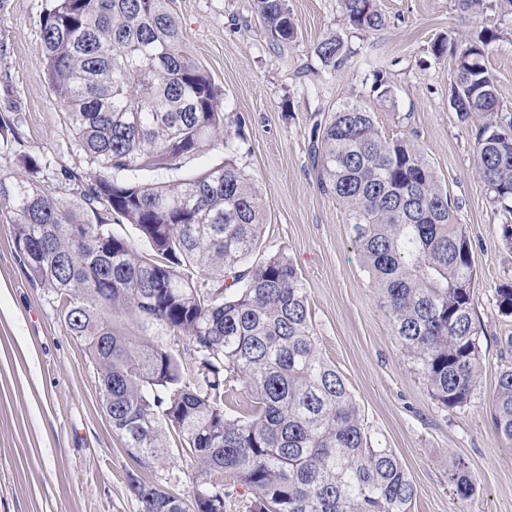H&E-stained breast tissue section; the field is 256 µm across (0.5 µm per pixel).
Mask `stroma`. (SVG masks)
Instances as JSON below:
<instances>
[{
	"label": "stroma",
	"mask_w": 512,
	"mask_h": 512,
	"mask_svg": "<svg viewBox=\"0 0 512 512\" xmlns=\"http://www.w3.org/2000/svg\"><path fill=\"white\" fill-rule=\"evenodd\" d=\"M386 17L378 31L346 26L340 0H289L297 38L285 53L271 48L251 0H169L190 56L223 91L224 112L240 117L245 142L236 155L265 205L255 260L282 251L307 289L316 347L334 364L359 404L371 434L393 449L414 481L411 512H512V446L493 424L500 372L512 366V318L500 315L495 290L512 282V249L501 226L512 220L477 174L478 125L450 106L457 42L497 28L485 63L512 111V16L494 9L464 13L456 0H373ZM50 0H7L0 22V170L24 176L21 157L57 190L64 172L91 178L90 164L48 80L42 17ZM352 51L342 71L315 55L330 34ZM390 89L379 101L374 70ZM370 108L389 137L415 139L448 191L472 243L475 310L482 339L481 379L470 403L444 408L403 355L352 242L348 217L319 187L310 152L317 123L344 104ZM464 460L477 487L461 500L448 468ZM187 494L200 477L177 457L143 468L127 455L107 419L94 364L68 332L52 294L19 263L9 224L0 222V512H138L128 474Z\"/></svg>",
	"instance_id": "1"
}]
</instances>
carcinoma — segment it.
<instances>
[{"mask_svg": "<svg viewBox=\"0 0 512 512\" xmlns=\"http://www.w3.org/2000/svg\"><path fill=\"white\" fill-rule=\"evenodd\" d=\"M357 30H379L372 0H340ZM272 45L297 37L288 0H252ZM47 71L94 166L71 202L36 179L0 172V216L30 280L54 295L70 335L95 365L103 408L138 464L191 456L204 481L185 496L129 473L139 512H224L230 492L206 478L227 474L251 494L249 512H410L413 480L392 449L370 435L336 367L316 348L305 285L277 251L250 262L265 221L254 178L233 160L234 120L221 89L189 57L167 0H51L42 20ZM499 34L485 28L446 52L484 59ZM338 72L350 55L338 35L315 49ZM460 121L483 118L477 172L512 213V112L486 65L453 70ZM205 140L224 161L178 176ZM321 189L352 226L371 287L404 355L432 397L467 405L480 383L481 336L471 242L454 222L448 192L418 145L385 136L366 106L351 102L325 123L313 146ZM162 171L145 184L135 173ZM149 247L112 232V216ZM512 316V284L495 290ZM182 335L193 368L151 329ZM254 399L243 412L234 391ZM498 437L512 445V367L494 397ZM455 495H473L466 463L448 469Z\"/></svg>", "mask_w": 512, "mask_h": 512, "instance_id": "cac0c4a2", "label": "carcinoma"}]
</instances>
